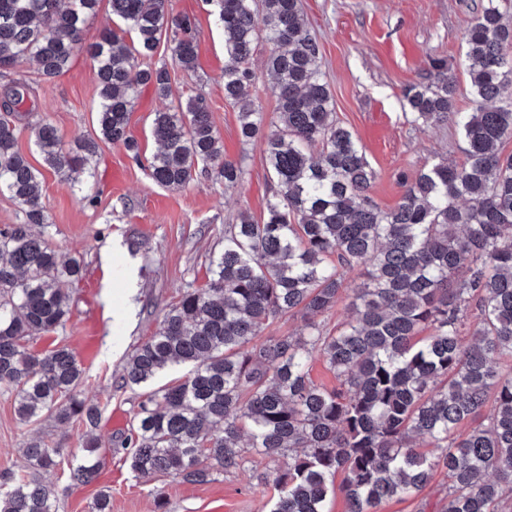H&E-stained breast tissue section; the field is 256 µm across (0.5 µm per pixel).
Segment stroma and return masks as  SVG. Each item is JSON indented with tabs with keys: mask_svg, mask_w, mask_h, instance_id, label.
I'll return each instance as SVG.
<instances>
[{
	"mask_svg": "<svg viewBox=\"0 0 512 512\" xmlns=\"http://www.w3.org/2000/svg\"><path fill=\"white\" fill-rule=\"evenodd\" d=\"M483 0H301L321 46L322 70L333 98L337 120L359 140L377 177L369 191L384 211L400 199V174L445 158L463 162L464 143L455 124L431 128L411 126L401 94L409 82L424 79L428 57L447 61L456 80L455 109L474 108L464 65L462 32ZM173 13L189 14L200 30V61L192 73L172 69L176 90L202 93L210 101L211 117L227 159L240 164L244 181L236 188L201 178L176 190L157 185L122 147L102 141L93 163L94 175L79 184L43 166L29 131L47 121L58 130L64 147L76 139L95 136L97 82L85 53H77L63 76L45 81L34 64L25 63L0 77L26 83L21 107L26 124L18 150L43 172L50 216L46 230L63 254L80 259L83 274L67 284L70 319L63 329L30 341L44 352L67 346L95 382L84 397L100 404L95 428L77 421L24 424L14 411L11 394L0 390V478L26 469L21 453L34 436L52 441L61 450V463L40 472L54 487L57 512H92L100 489H110L112 512H154V492L164 489L168 512H262L266 500L251 469L218 475L205 484H190L157 476L136 478L117 440L131 425L134 394L122 387L126 353L149 336L163 309L180 288L203 278L213 254L224 242L220 231L240 213L261 218L275 184L260 145L243 144L239 108L224 98V31L217 26L205 0H171ZM169 101L142 97L130 114L129 130L144 155L157 149L152 136L155 112ZM121 415L122 424L112 422ZM99 441L97 478L87 485L68 479V468L84 454L86 434Z\"/></svg>",
	"mask_w": 512,
	"mask_h": 512,
	"instance_id": "obj_1",
	"label": "stroma"
}]
</instances>
